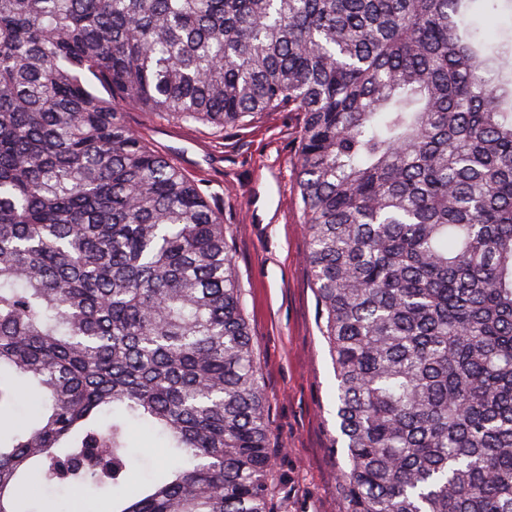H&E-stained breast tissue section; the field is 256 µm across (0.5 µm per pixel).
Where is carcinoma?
I'll use <instances>...</instances> for the list:
<instances>
[{"instance_id": "obj_1", "label": "carcinoma", "mask_w": 512, "mask_h": 512, "mask_svg": "<svg viewBox=\"0 0 512 512\" xmlns=\"http://www.w3.org/2000/svg\"><path fill=\"white\" fill-rule=\"evenodd\" d=\"M477 2L0 0V412L46 398L0 432V512H275L224 220L130 106L301 116L343 512H512V41ZM478 14V29L490 43L501 42L510 35L512 17L502 3L495 8L491 2H482ZM43 399L31 392L29 388H20L15 395L9 411L2 414V429L36 416L42 409ZM139 455L133 457L134 468L138 474L145 471L156 473L163 467L162 455L156 449L154 452L150 448H136ZM109 494L87 496L84 492L75 491L67 497L68 512H104L107 510Z\"/></svg>"}]
</instances>
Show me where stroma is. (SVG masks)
<instances>
[{
    "label": "stroma",
    "instance_id": "1",
    "mask_svg": "<svg viewBox=\"0 0 512 512\" xmlns=\"http://www.w3.org/2000/svg\"><path fill=\"white\" fill-rule=\"evenodd\" d=\"M149 146L183 154L224 219L275 438L278 512H342L336 378L319 330L294 167L300 118L266 112L224 129L130 112Z\"/></svg>",
    "mask_w": 512,
    "mask_h": 512
}]
</instances>
